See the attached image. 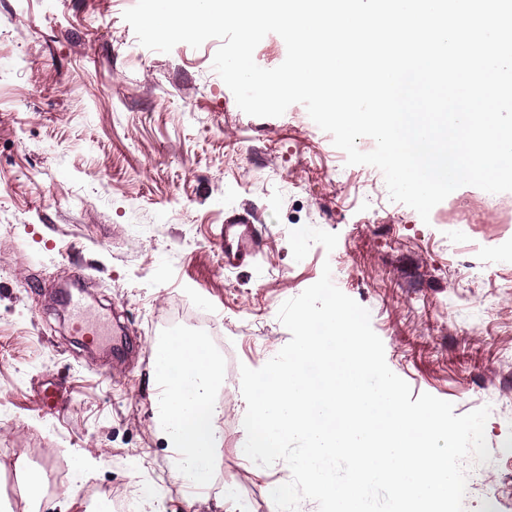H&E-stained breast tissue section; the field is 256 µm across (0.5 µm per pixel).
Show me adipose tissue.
Masks as SVG:
<instances>
[{
	"instance_id": "1",
	"label": "adipose tissue",
	"mask_w": 512,
	"mask_h": 512,
	"mask_svg": "<svg viewBox=\"0 0 512 512\" xmlns=\"http://www.w3.org/2000/svg\"><path fill=\"white\" fill-rule=\"evenodd\" d=\"M153 360L154 378L166 388L157 424L172 449L173 471L184 484L208 487L223 415L214 399L223 384L221 368L197 336L155 347Z\"/></svg>"
}]
</instances>
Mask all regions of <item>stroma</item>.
Listing matches in <instances>:
<instances>
[{"label":"stroma","mask_w":512,"mask_h":512,"mask_svg":"<svg viewBox=\"0 0 512 512\" xmlns=\"http://www.w3.org/2000/svg\"><path fill=\"white\" fill-rule=\"evenodd\" d=\"M135 3L0 0V468L79 456L107 491L149 481L165 512H208L156 431L154 339L172 311L203 308L237 363L260 368L291 338L280 306L328 264L413 394L458 415L490 406L491 459L470 463L464 508L512 512V192L464 186L422 221L304 105L244 113L213 68L220 40L141 46L123 18ZM238 215L267 245L228 270L220 227ZM73 279L90 316L129 338L122 361L71 339L54 295ZM48 385L51 412L35 404ZM223 408L215 469L246 512H277L269 489L290 471L254 474L241 391Z\"/></svg>","instance_id":"35a3bbf8"}]
</instances>
